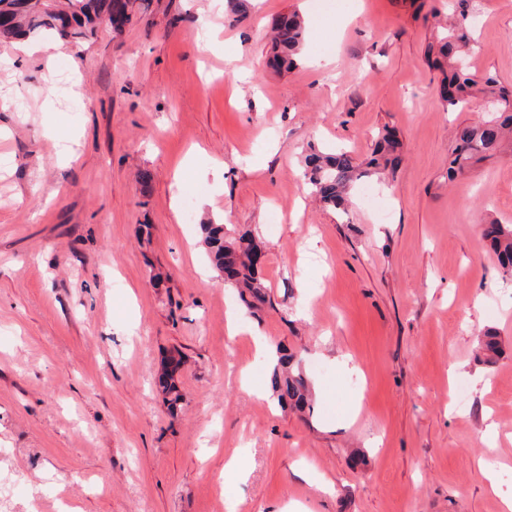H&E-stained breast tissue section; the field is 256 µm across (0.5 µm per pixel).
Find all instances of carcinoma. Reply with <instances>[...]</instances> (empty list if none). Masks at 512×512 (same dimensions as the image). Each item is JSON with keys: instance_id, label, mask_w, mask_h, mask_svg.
I'll list each match as a JSON object with an SVG mask.
<instances>
[{"instance_id": "carcinoma-1", "label": "carcinoma", "mask_w": 512, "mask_h": 512, "mask_svg": "<svg viewBox=\"0 0 512 512\" xmlns=\"http://www.w3.org/2000/svg\"><path fill=\"white\" fill-rule=\"evenodd\" d=\"M148 8L146 0H66L63 7L58 0H0V40L55 36L80 44L95 36L103 17H112V29L120 32ZM458 8V15L448 25L437 28L425 52L428 64L442 75L439 97L447 111L461 112L472 98L481 94L488 98L498 116L459 129L448 156L450 180L470 170L475 163L500 153L505 130H512V85L502 83L493 74L478 79L467 70L464 61L477 50V45L470 33L465 0H458ZM305 34L304 23L296 13L278 22L274 27V42L279 53L273 58V66L294 65ZM399 148L393 131L386 129L378 135L372 157L363 164L345 151L325 153L313 149L303 159L304 177L323 203L340 208L364 175L397 166ZM201 231L213 269L220 274L228 273L225 284L236 289L249 308L266 303V288L258 277V267L252 262L258 248L253 237L243 238L238 244L229 241L222 224H203ZM481 236L497 256L501 268L511 273L512 225L491 220L483 224ZM480 351L484 362H494L500 355L496 337L484 336ZM290 366L288 356L278 358L274 387L284 392L291 407L302 409L308 405L309 388L303 375Z\"/></svg>"}]
</instances>
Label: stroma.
<instances>
[{
	"mask_svg": "<svg viewBox=\"0 0 512 512\" xmlns=\"http://www.w3.org/2000/svg\"><path fill=\"white\" fill-rule=\"evenodd\" d=\"M436 10L448 0H246L235 22L213 0H150L52 62L0 42V512H225L236 453L238 512H504L512 275L480 226L512 224V151L449 179L457 127L491 107L445 110L425 60ZM291 11L303 52L277 71L271 25ZM469 15L471 71L512 83V0ZM76 60L81 103L43 109ZM387 127L397 169L323 204L309 147L363 162ZM208 223L261 241L271 307L225 286ZM261 342L293 353L304 412L278 405ZM176 350L173 409L158 378Z\"/></svg>",
	"mask_w": 512,
	"mask_h": 512,
	"instance_id": "stroma-1",
	"label": "stroma"
}]
</instances>
